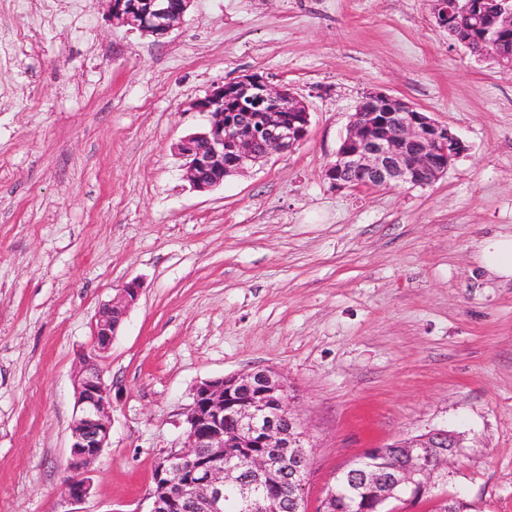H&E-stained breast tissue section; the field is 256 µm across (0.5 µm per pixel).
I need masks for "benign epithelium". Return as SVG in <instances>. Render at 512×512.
<instances>
[{"label": "benign epithelium", "mask_w": 512, "mask_h": 512, "mask_svg": "<svg viewBox=\"0 0 512 512\" xmlns=\"http://www.w3.org/2000/svg\"><path fill=\"white\" fill-rule=\"evenodd\" d=\"M106 17L114 25L155 40L180 28L193 0H104ZM458 0H436L435 20L447 28L459 14ZM465 14L476 19L477 38L497 42L512 35V0H499L488 15L469 2ZM192 110L205 115L203 128L176 145L184 160L183 177L198 192L224 183L225 176L247 162L257 163L300 145L310 125L308 105L293 92L258 75L232 79L193 100ZM466 151L447 126L409 102L385 92L366 95L352 114L347 135L328 165L325 177L337 188L422 187L448 172ZM141 289L132 281L119 296L98 311L93 347L78 358L74 376L76 413L71 425L70 458L63 479L65 512L92 493L86 472L109 447L112 436V386L99 361L112 347ZM185 439L179 448L159 458L153 486L147 493L148 512H181L187 502L198 512H224V493L231 490L245 512H262L266 484L286 482L294 512L304 504L309 471L307 437L290 406L287 385L272 370H255L209 379L193 390L185 419ZM247 437L264 452L248 461L249 475L224 468V448L232 439ZM461 439L436 431L408 441L404 463L385 471L368 461L350 474L352 484L368 490L373 507L402 500L399 491L410 484L421 495L434 485L437 470L428 458L448 464L460 453Z\"/></svg>", "instance_id": "obj_1"}]
</instances>
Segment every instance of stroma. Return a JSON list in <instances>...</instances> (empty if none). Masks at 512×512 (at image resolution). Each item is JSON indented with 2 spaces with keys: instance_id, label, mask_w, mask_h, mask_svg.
Segmentation results:
<instances>
[{
  "instance_id": "stroma-1",
  "label": "stroma",
  "mask_w": 512,
  "mask_h": 512,
  "mask_svg": "<svg viewBox=\"0 0 512 512\" xmlns=\"http://www.w3.org/2000/svg\"><path fill=\"white\" fill-rule=\"evenodd\" d=\"M105 9L0 0V512H58L76 362L132 281L84 512H146L194 387L258 368L308 430L306 512L365 449L437 429L462 452L399 512L456 495L512 512V281L477 260L512 235V70L438 29L432 0H194L160 41ZM249 74L307 102V136L195 191L175 152L205 123L188 104ZM376 90L467 153L425 187L332 188Z\"/></svg>"
}]
</instances>
